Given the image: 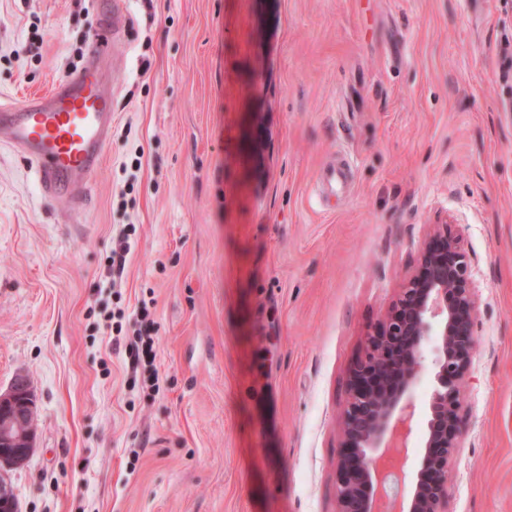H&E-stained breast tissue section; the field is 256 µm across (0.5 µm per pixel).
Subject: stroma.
I'll use <instances>...</instances> for the list:
<instances>
[{
    "label": "stroma",
    "mask_w": 512,
    "mask_h": 512,
    "mask_svg": "<svg viewBox=\"0 0 512 512\" xmlns=\"http://www.w3.org/2000/svg\"><path fill=\"white\" fill-rule=\"evenodd\" d=\"M124 9L87 208L0 146V393L26 377L36 410L19 512H336L350 370L444 220L478 294L448 512H512V0ZM101 26L98 0H0V100L49 91ZM148 300L156 392L100 325ZM129 230H120L116 237L115 247L112 248V253L108 257V273L112 276L111 286L115 288L121 284L123 274L127 265V257L130 252L131 246L129 243Z\"/></svg>",
    "instance_id": "35a3bbf8"
}]
</instances>
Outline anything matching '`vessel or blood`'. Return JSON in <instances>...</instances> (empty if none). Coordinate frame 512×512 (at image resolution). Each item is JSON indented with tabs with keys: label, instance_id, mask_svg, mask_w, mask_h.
<instances>
[{
	"label": "vessel or blood",
	"instance_id": "vessel-or-blood-1",
	"mask_svg": "<svg viewBox=\"0 0 512 512\" xmlns=\"http://www.w3.org/2000/svg\"><path fill=\"white\" fill-rule=\"evenodd\" d=\"M126 27L121 0L96 35L81 67L45 94L0 102V145L17 148L33 166L45 198L84 204L80 192L97 175L112 137V89L101 77V60L118 51Z\"/></svg>",
	"mask_w": 512,
	"mask_h": 512
}]
</instances>
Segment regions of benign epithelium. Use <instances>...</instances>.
<instances>
[{
	"mask_svg": "<svg viewBox=\"0 0 512 512\" xmlns=\"http://www.w3.org/2000/svg\"><path fill=\"white\" fill-rule=\"evenodd\" d=\"M417 264L349 377L337 512H448V462L465 428L461 388L476 345L477 296L470 254L455 225H433ZM429 354L434 385L418 464L410 471L401 457L414 434L412 393ZM34 447L33 393L19 376L0 393V512H17L4 470Z\"/></svg>",
	"mask_w": 512,
	"mask_h": 512,
	"instance_id": "benign-epithelium-1",
	"label": "benign epithelium"
}]
</instances>
